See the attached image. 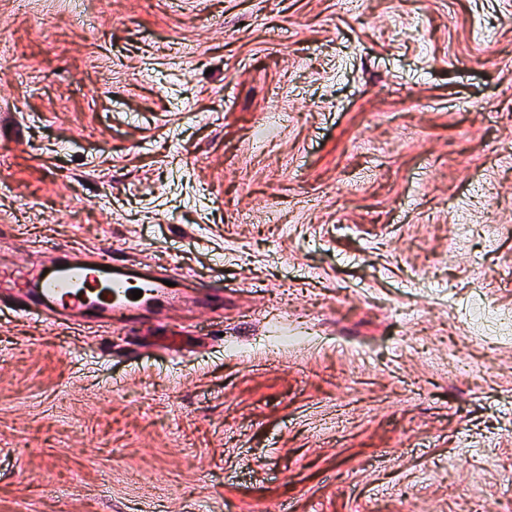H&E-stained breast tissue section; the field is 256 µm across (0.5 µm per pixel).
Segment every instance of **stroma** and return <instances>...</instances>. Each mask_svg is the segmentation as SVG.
I'll return each mask as SVG.
<instances>
[{
    "mask_svg": "<svg viewBox=\"0 0 512 512\" xmlns=\"http://www.w3.org/2000/svg\"><path fill=\"white\" fill-rule=\"evenodd\" d=\"M0 512H512V0H0ZM2 278L16 288L20 298L17 311L26 313L30 308H39L46 321L62 323L76 319L112 323L113 317L123 319L135 311H152L180 299L176 289L162 283L170 281L169 277L145 275L131 282L112 275L111 257L73 255L48 269H1ZM135 289L143 291L137 300L130 294Z\"/></svg>",
    "mask_w": 512,
    "mask_h": 512,
    "instance_id": "1",
    "label": "stroma"
}]
</instances>
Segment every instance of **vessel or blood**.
<instances>
[{
  "label": "vessel or blood",
  "instance_id": "1",
  "mask_svg": "<svg viewBox=\"0 0 512 512\" xmlns=\"http://www.w3.org/2000/svg\"><path fill=\"white\" fill-rule=\"evenodd\" d=\"M111 264L108 258L73 255L47 269H1L0 279L13 284L20 311L41 309L49 321L108 322L178 301L177 290L161 278L147 275L132 282L112 275ZM135 289L141 290V298H132Z\"/></svg>",
  "mask_w": 512,
  "mask_h": 512
}]
</instances>
